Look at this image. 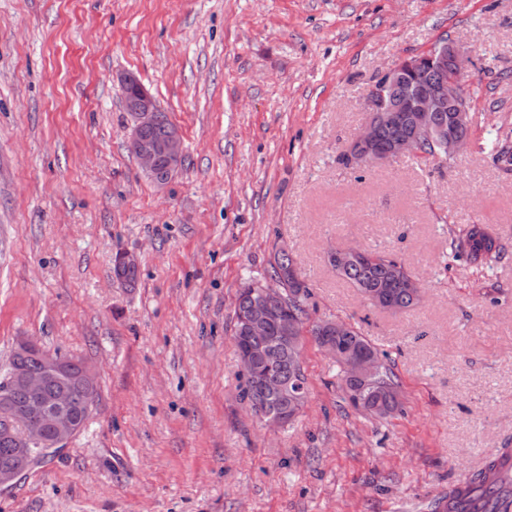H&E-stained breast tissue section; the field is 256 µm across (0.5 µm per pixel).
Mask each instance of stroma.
Segmentation results:
<instances>
[{"instance_id": "obj_1", "label": "stroma", "mask_w": 512, "mask_h": 512, "mask_svg": "<svg viewBox=\"0 0 512 512\" xmlns=\"http://www.w3.org/2000/svg\"><path fill=\"white\" fill-rule=\"evenodd\" d=\"M473 52L470 145L341 161L368 92L441 39ZM177 127L163 183L128 150L125 74ZM512 0H0V368L20 338L81 358L96 407L0 512H428L512 450ZM488 224L477 269L448 232ZM288 246L310 316L386 353L404 411L379 422L302 338L308 396L269 430L241 396L234 307ZM394 254L416 307L368 304L328 261ZM136 256L127 285L116 254ZM448 248L453 259L481 267L498 262L506 251L502 240L487 224H468L458 231L450 230Z\"/></svg>"}]
</instances>
